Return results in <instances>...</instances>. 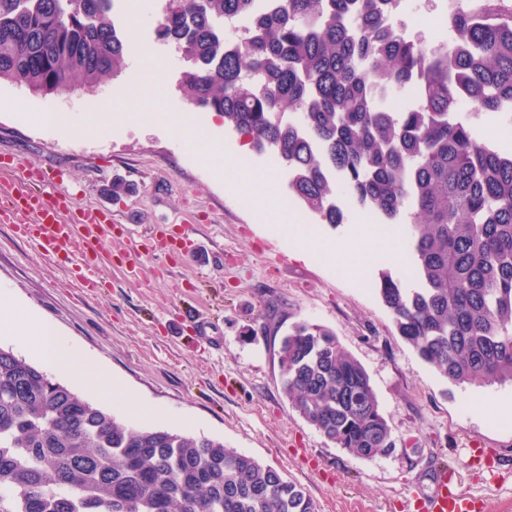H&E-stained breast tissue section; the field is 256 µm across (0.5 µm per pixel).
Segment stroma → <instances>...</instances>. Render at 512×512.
<instances>
[{
	"label": "stroma",
	"mask_w": 512,
	"mask_h": 512,
	"mask_svg": "<svg viewBox=\"0 0 512 512\" xmlns=\"http://www.w3.org/2000/svg\"><path fill=\"white\" fill-rule=\"evenodd\" d=\"M164 0L111 17L162 63L160 82H133L129 68L95 88L40 95L0 84V156L61 167L81 204L102 206L126 234L108 241L112 264L98 288H81L55 259L0 224V289L49 322L71 345L111 370L144 405L170 411L136 424L223 440L301 485L316 512H409L411 493L429 494L439 469L455 468L462 487L490 512H512V417L484 419L476 405L512 403V385H452L397 334L375 286L382 272L406 278L405 261H378L346 276L304 240L333 247L370 231L369 213L346 206L347 221L313 214L291 228L267 219L262 195L233 191L232 172L216 178L182 140L210 138L240 167L274 178L278 211H299L278 159L259 154L213 112L190 109L178 90L185 62L155 32ZM448 0H406L409 35L447 38ZM97 100L99 112L88 109ZM133 120H121L125 105ZM64 110L63 134L25 118ZM142 254L139 278L123 255ZM332 331L365 368L396 440L371 460L327 441L292 409L282 390L278 350L293 323Z\"/></svg>",
	"instance_id": "35a3bbf8"
}]
</instances>
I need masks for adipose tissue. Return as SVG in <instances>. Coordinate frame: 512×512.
<instances>
[{"label": "adipose tissue", "instance_id": "ef3b65f1", "mask_svg": "<svg viewBox=\"0 0 512 512\" xmlns=\"http://www.w3.org/2000/svg\"><path fill=\"white\" fill-rule=\"evenodd\" d=\"M327 255L341 261L343 269L354 274L363 269L371 256L396 259L397 247L391 239L378 241L372 246L356 240L349 245L328 250ZM2 333L14 337L21 347L34 352L48 372L70 375L77 383L130 414L145 413V406L128 397L123 386L113 379L107 368L76 350L51 325L31 311L15 305L7 292L0 290V334Z\"/></svg>", "mask_w": 512, "mask_h": 512}]
</instances>
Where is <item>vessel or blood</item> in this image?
Returning <instances> with one entry per match:
<instances>
[{
  "instance_id": "obj_1",
  "label": "vessel or blood",
  "mask_w": 512,
  "mask_h": 512,
  "mask_svg": "<svg viewBox=\"0 0 512 512\" xmlns=\"http://www.w3.org/2000/svg\"><path fill=\"white\" fill-rule=\"evenodd\" d=\"M30 190L12 194L0 181V224H18L25 240L47 256L63 261L85 287L94 288L110 257L104 242L115 232L102 209L81 205L65 190L64 170L46 176L29 169ZM416 512H483L485 502L456 486L451 475L440 472L433 492L416 499Z\"/></svg>"
}]
</instances>
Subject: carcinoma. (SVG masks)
Returning <instances> with one entry per match:
<instances>
[{
  "mask_svg": "<svg viewBox=\"0 0 512 512\" xmlns=\"http://www.w3.org/2000/svg\"><path fill=\"white\" fill-rule=\"evenodd\" d=\"M165 0L158 38L178 45L186 103L288 173L293 200L344 223L332 182L386 224H405V287L376 291L400 336L456 386L512 384V150L456 119L470 102L512 111V0L448 11L432 48L393 0ZM112 0H0V83L63 95L117 74L127 35ZM247 24L231 37L225 21ZM414 90L386 112L380 98ZM293 410L370 460L396 447L370 377L321 325L279 348ZM0 512H315L303 488L206 435L122 423L0 347Z\"/></svg>",
  "mask_w": 512,
  "mask_h": 512,
  "instance_id": "cac0c4a2",
  "label": "carcinoma"
}]
</instances>
